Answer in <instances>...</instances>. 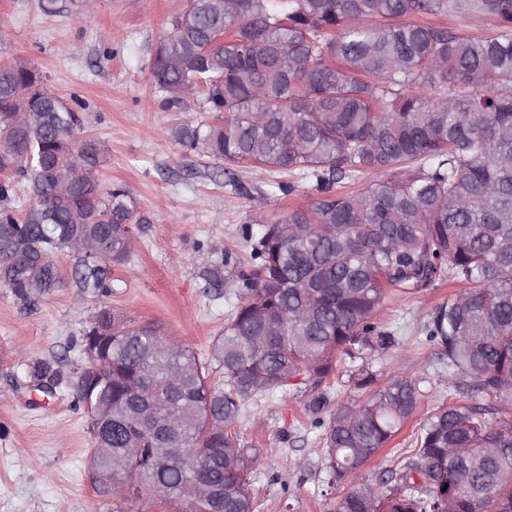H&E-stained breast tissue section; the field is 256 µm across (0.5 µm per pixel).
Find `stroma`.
Wrapping results in <instances>:
<instances>
[{"instance_id":"stroma-1","label":"stroma","mask_w":512,"mask_h":512,"mask_svg":"<svg viewBox=\"0 0 512 512\" xmlns=\"http://www.w3.org/2000/svg\"><path fill=\"white\" fill-rule=\"evenodd\" d=\"M83 4L0 0V62L28 61L79 111L83 138L103 153L100 181L124 185L148 221L105 295L81 291L67 252L55 256L61 288L36 305L0 285V512H168L147 496L126 502L96 492L86 409L71 392L47 398L30 388L26 364L51 355L80 361L83 331L104 305L134 324L162 325L207 359L245 291L240 274L253 264L263 225L304 206L315 181L189 153L175 140L181 125L212 119L168 106L152 77L156 45L188 0H94L81 22ZM456 291L445 284L386 301L377 322L417 329ZM438 366L435 348L416 339L375 363L381 378H419L422 396L358 480L388 479L410 454L421 423L448 398ZM311 397L300 386L249 401L233 428L262 458L251 475L255 512H331L345 494L323 485L319 432L304 413Z\"/></svg>"}]
</instances>
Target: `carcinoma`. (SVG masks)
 <instances>
[{
	"instance_id": "obj_1",
	"label": "carcinoma",
	"mask_w": 512,
	"mask_h": 512,
	"mask_svg": "<svg viewBox=\"0 0 512 512\" xmlns=\"http://www.w3.org/2000/svg\"><path fill=\"white\" fill-rule=\"evenodd\" d=\"M486 18L472 37L443 19ZM168 101L204 95L213 122L176 133L187 150L315 178L307 204L264 226L246 292L210 355L224 387L180 337L101 307L83 335L108 339L104 368L64 372L50 356L31 380L112 412L90 430L97 492L132 476L190 512H255L248 459L232 428L246 403L300 380L324 408L323 470L349 490L333 512H512V0H189L155 49ZM431 89L435 94H427ZM78 112L22 62L0 64V174L24 178L22 216L0 209V284L33 303L60 287L54 253L78 256L79 286L104 290L148 219L130 192L105 189ZM364 190L337 185L359 174ZM448 279L463 289L421 327L440 347L450 398L420 427L383 488L356 480L419 407L420 379L376 386L375 358L399 343L375 322L392 295ZM479 394L492 403L470 402Z\"/></svg>"
}]
</instances>
